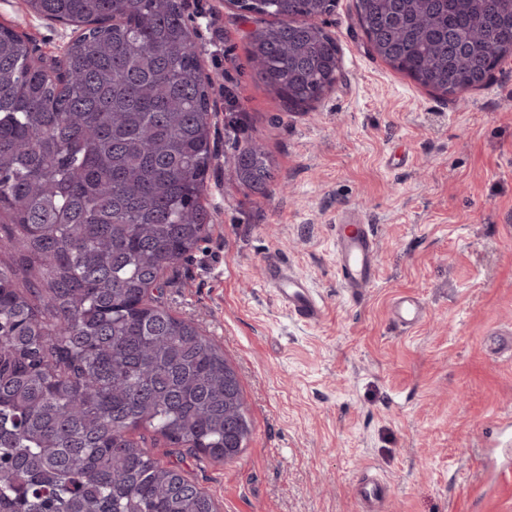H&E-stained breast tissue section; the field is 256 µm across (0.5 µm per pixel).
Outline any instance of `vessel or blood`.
I'll list each match as a JSON object with an SVG mask.
<instances>
[{"label": "vessel or blood", "instance_id": "vessel-or-blood-1", "mask_svg": "<svg viewBox=\"0 0 512 512\" xmlns=\"http://www.w3.org/2000/svg\"><path fill=\"white\" fill-rule=\"evenodd\" d=\"M377 238L371 225L364 221H341L336 226V268L340 284L354 296L364 294L376 276ZM265 278L273 288L277 300L297 321L311 324L319 322L324 307L313 288L286 263L269 260L265 264ZM395 321L403 328L416 326L422 318L419 301L411 296L400 297L393 305ZM355 495L364 512H374L385 503L386 492L382 483L365 476L359 479Z\"/></svg>", "mask_w": 512, "mask_h": 512}]
</instances>
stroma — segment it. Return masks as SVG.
Wrapping results in <instances>:
<instances>
[{"label":"stroma","instance_id":"35a3bbf8","mask_svg":"<svg viewBox=\"0 0 512 512\" xmlns=\"http://www.w3.org/2000/svg\"><path fill=\"white\" fill-rule=\"evenodd\" d=\"M209 77L216 158L203 240L165 275L163 302L224 351L250 435L230 460L182 467L218 512H362L354 486L376 475L386 512H512V57L464 100L371 51L354 0L317 23L338 41L333 91L290 112L248 58L254 21L228 0H184ZM42 54L80 33L0 0ZM275 178L266 194L235 173L246 139ZM371 224L374 286L359 299L336 271L342 216ZM279 258L324 304L292 318L265 280ZM418 298L413 329L395 301Z\"/></svg>","mask_w":512,"mask_h":512}]
</instances>
